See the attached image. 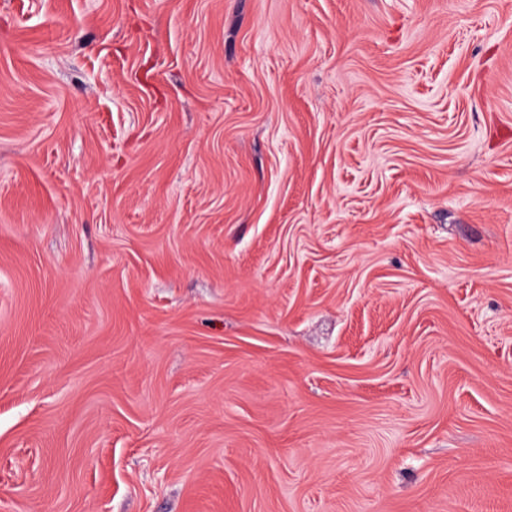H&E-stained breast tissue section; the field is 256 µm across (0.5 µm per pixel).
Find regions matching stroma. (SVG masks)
<instances>
[{"label":"stroma","instance_id":"stroma-1","mask_svg":"<svg viewBox=\"0 0 512 512\" xmlns=\"http://www.w3.org/2000/svg\"><path fill=\"white\" fill-rule=\"evenodd\" d=\"M0 512H512V0H0Z\"/></svg>","mask_w":512,"mask_h":512}]
</instances>
